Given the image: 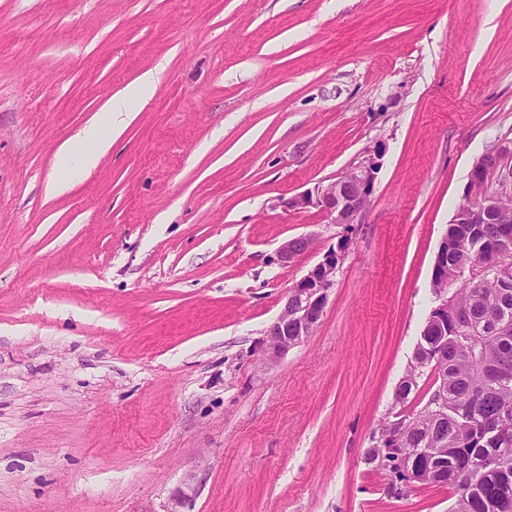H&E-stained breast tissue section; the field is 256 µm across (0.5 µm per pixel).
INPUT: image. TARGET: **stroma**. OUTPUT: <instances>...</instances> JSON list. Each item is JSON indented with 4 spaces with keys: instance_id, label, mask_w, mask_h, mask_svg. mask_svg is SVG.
<instances>
[{
    "instance_id": "obj_1",
    "label": "stroma",
    "mask_w": 512,
    "mask_h": 512,
    "mask_svg": "<svg viewBox=\"0 0 512 512\" xmlns=\"http://www.w3.org/2000/svg\"><path fill=\"white\" fill-rule=\"evenodd\" d=\"M510 140L512 0H0V512H448L366 452L472 164ZM373 154L361 223L285 208ZM343 240L319 325L267 363ZM163 70L162 66H155L145 72L128 93L108 101L104 118L113 133L123 130L132 119L133 114L129 106L131 99L145 103L152 98L162 81ZM77 138L89 143L92 149L86 153L75 155L71 147L63 146L57 153V168L69 172L70 175L94 167L107 153L111 144L110 139L103 135L99 122H93L83 127ZM314 245V239L306 235L286 240L279 250L280 260L285 264L291 263L295 258L312 251ZM346 242L325 251L307 273L289 288L280 315L267 328L262 343L264 359L281 360L288 351L310 336L320 322Z\"/></svg>"
}]
</instances>
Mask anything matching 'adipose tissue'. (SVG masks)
Returning a JSON list of instances; mask_svg holds the SVG:
<instances>
[{
	"label": "adipose tissue",
	"instance_id": "obj_1",
	"mask_svg": "<svg viewBox=\"0 0 512 512\" xmlns=\"http://www.w3.org/2000/svg\"><path fill=\"white\" fill-rule=\"evenodd\" d=\"M162 75V66H155L139 78L128 94L111 98L106 105L104 123H90L78 134L79 140L90 144V151L77 155L71 147H61L57 153L58 169L74 174L94 167L110 147L109 139L102 133L103 126H110L115 132L123 130L132 118L130 101L144 103L152 98Z\"/></svg>",
	"mask_w": 512,
	"mask_h": 512
}]
</instances>
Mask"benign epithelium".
<instances>
[{"label":"benign epithelium","mask_w":512,"mask_h":512,"mask_svg":"<svg viewBox=\"0 0 512 512\" xmlns=\"http://www.w3.org/2000/svg\"><path fill=\"white\" fill-rule=\"evenodd\" d=\"M512 156V148L504 146L479 157L472 166L466 190L476 203L467 215L457 212L451 223L469 219L474 224H511L512 216H505L497 201L512 197L507 190V180L512 170L504 172L503 158ZM376 161L352 168L341 175L320 183L311 191L296 195L286 202L289 208L317 207L332 224H359L366 213L374 187ZM498 187H493V182ZM310 236L294 237L285 241L279 250L281 262L287 264L314 249ZM346 243L325 251L307 273L289 288L280 315L267 328L262 343L264 359L270 363L281 360L288 351L310 336L320 322L327 300V290L332 287L336 269L342 259Z\"/></svg>","instance_id":"obj_1"}]
</instances>
